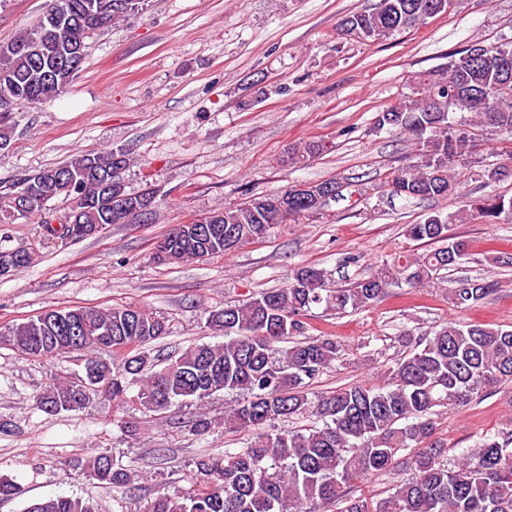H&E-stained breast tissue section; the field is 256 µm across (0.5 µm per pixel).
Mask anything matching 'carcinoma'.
Here are the masks:
<instances>
[{"label": "carcinoma", "instance_id": "obj_1", "mask_svg": "<svg viewBox=\"0 0 512 512\" xmlns=\"http://www.w3.org/2000/svg\"><path fill=\"white\" fill-rule=\"evenodd\" d=\"M67 22L54 23L48 12L12 40L0 43V150L10 144L15 109L68 93L84 61L85 40L138 9L140 0H49ZM435 0H377L373 7L345 16L339 30L360 29L368 39L389 37L427 21ZM450 57L421 83L419 98L408 106L377 113L374 128L406 135L416 161L392 171L386 187L393 195L419 200L443 199L459 187L455 168H465L468 144L446 100L472 116L470 129L512 137V41L488 48L480 59ZM126 155L118 150L81 153L67 161L0 185V223L40 216L65 191L60 183H81L70 196L71 223L49 235L71 242L88 237L82 227L123 224L155 213L157 191L126 190ZM334 179L312 184L313 202L288 199L291 190L265 194L204 216L221 236L196 237L189 225L175 224L160 241V264L222 256L266 237L276 224L299 219L323 207L321 197L340 192ZM512 220V197L485 194L446 217L434 214L404 226L408 239L426 247L344 285H333L315 266L296 269L284 288L263 289L242 304L210 312L208 328L224 335L220 344H194L155 368L144 347L167 334L164 317L132 307L50 309L0 332V343L32 356L48 336L57 347L46 357L79 345L85 366L111 381L108 399L121 402L130 385L136 401L164 413L175 404L201 403L218 393L242 396L224 412V429L252 432L244 448L203 455L191 471L196 488L187 495L163 493L145 512H512V429L481 436L474 449L444 458L436 439L439 420L488 390L512 384V329L450 321L431 334L404 336L405 354L387 368L386 381L352 383L317 400L309 383L335 362L344 361L342 344L332 336L308 335L305 316L312 309L362 311L381 302L391 288L448 284V305L466 310L487 299L503 281L459 275L442 280L467 260L465 241L448 234L451 224ZM18 257L13 273L31 262L25 249H0V258ZM123 354L120 365L111 357ZM92 399L74 388L71 378L54 379L36 396L48 414L82 412ZM317 418L301 429L275 423L307 411ZM72 466L89 471L100 483L124 487L135 480L130 469L110 455L77 457ZM393 476L381 497L350 495L349 488L378 476ZM25 512H95L81 497L56 496L30 502Z\"/></svg>", "mask_w": 512, "mask_h": 512}]
</instances>
